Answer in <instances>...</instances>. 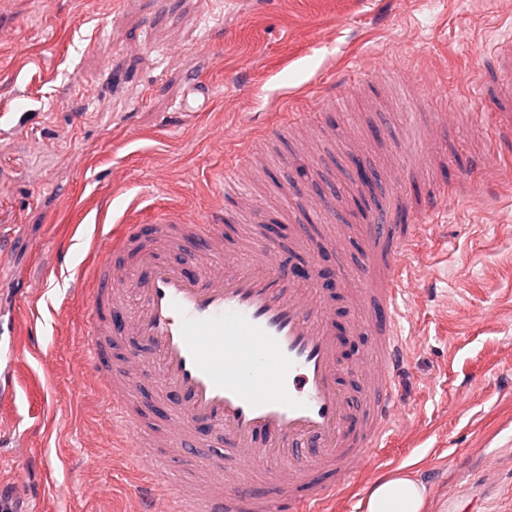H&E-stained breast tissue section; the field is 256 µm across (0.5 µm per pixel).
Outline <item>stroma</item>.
I'll return each instance as SVG.
<instances>
[{
    "label": "stroma",
    "mask_w": 512,
    "mask_h": 512,
    "mask_svg": "<svg viewBox=\"0 0 512 512\" xmlns=\"http://www.w3.org/2000/svg\"><path fill=\"white\" fill-rule=\"evenodd\" d=\"M511 25L512 0H0V371L20 377L0 400V493L18 512H139L87 363L82 274L105 234L167 203L206 219L224 201L214 172L254 127L348 72V110L309 151L268 142L254 200L295 223L314 196L353 208L336 176L348 140L398 167L387 79L411 85L421 119L446 102L435 161L405 179L416 208L454 195L412 263L408 401L381 471L415 473L427 512H512V147L475 171L488 103L470 91ZM328 298L356 360L372 338L350 332L345 292Z\"/></svg>",
    "instance_id": "obj_1"
}]
</instances>
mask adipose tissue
Returning <instances> with one entry per match:
<instances>
[{
    "label": "adipose tissue",
    "instance_id": "obj_1",
    "mask_svg": "<svg viewBox=\"0 0 512 512\" xmlns=\"http://www.w3.org/2000/svg\"><path fill=\"white\" fill-rule=\"evenodd\" d=\"M428 489L414 474L397 471L371 488L364 512H425Z\"/></svg>",
    "mask_w": 512,
    "mask_h": 512
}]
</instances>
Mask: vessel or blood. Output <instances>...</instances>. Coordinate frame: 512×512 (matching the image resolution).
<instances>
[{
	"label": "vessel or blood",
	"mask_w": 512,
	"mask_h": 512,
	"mask_svg": "<svg viewBox=\"0 0 512 512\" xmlns=\"http://www.w3.org/2000/svg\"><path fill=\"white\" fill-rule=\"evenodd\" d=\"M511 73L508 31L491 44L477 78L492 99L476 129L500 143L512 142ZM342 98L330 90L320 98L321 112H286L280 123L323 128L322 112L339 111ZM438 130L434 122L420 130L422 148L410 169L427 164ZM241 172L234 164L222 175L224 198L241 200L238 211L218 206L201 222L159 208L150 223L123 225L90 268L87 352L105 379L113 427L142 474L141 512H156L162 496L168 512H331L337 492L368 484L404 408L405 272L438 224L448 191L430 198L424 220L412 224L403 181L394 179L376 203V223L365 230L363 263L334 271L352 302L353 328L374 338L351 369L361 383L353 397L339 382L340 338L316 264L333 244L326 227L336 221V204L314 198L309 224L296 234L308 262L297 265L268 233ZM240 220L252 224V241L224 259V234ZM164 242L189 260L166 258ZM123 337L125 360L134 366L129 373L112 363V345ZM139 368L152 373V409L168 424L161 450L142 446ZM205 439L210 451L172 467L167 449L198 448Z\"/></svg>",
	"instance_id": "1"
}]
</instances>
